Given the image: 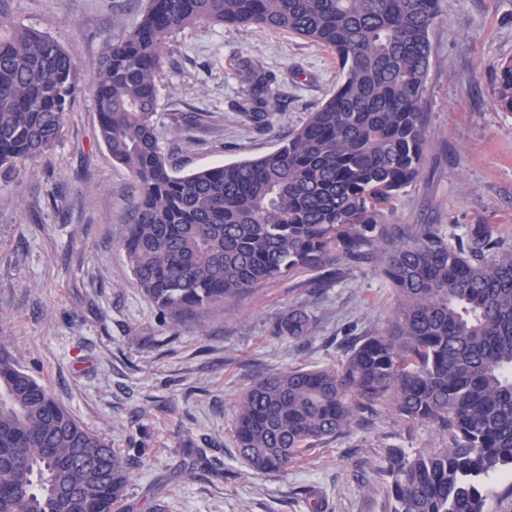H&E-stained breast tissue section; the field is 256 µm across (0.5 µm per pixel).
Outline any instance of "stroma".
I'll return each mask as SVG.
<instances>
[{"instance_id":"stroma-1","label":"stroma","mask_w":512,"mask_h":512,"mask_svg":"<svg viewBox=\"0 0 512 512\" xmlns=\"http://www.w3.org/2000/svg\"><path fill=\"white\" fill-rule=\"evenodd\" d=\"M148 0H0V20L57 41L79 67L77 92L50 154L0 187V333L18 365L114 447L142 449L113 512H380L387 448L438 447L429 425L379 409L313 448L283 474L239 457V395L257 378L335 366L343 341L386 331L396 294L369 265L316 287L317 271L267 283L205 318L174 321L137 288L123 236L138 195L132 175L97 142L90 82L105 41L126 35ZM422 171L385 213L389 224H496L512 242V112L496 104L512 61V0H438L430 33ZM276 78L271 123L237 111V64ZM340 82L335 54L283 31L186 28L167 41L155 124L161 146L191 172L263 156L299 128ZM314 328L302 345L274 337L290 306Z\"/></svg>"}]
</instances>
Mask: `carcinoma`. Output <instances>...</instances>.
I'll return each instance as SVG.
<instances>
[{
  "mask_svg": "<svg viewBox=\"0 0 512 512\" xmlns=\"http://www.w3.org/2000/svg\"><path fill=\"white\" fill-rule=\"evenodd\" d=\"M436 3L150 0L132 32L104 43L91 82L98 140L140 190L126 259L160 310L202 317L305 269L325 287L342 278L341 262L375 264L394 288L385 333L348 339L337 367L257 379L234 424L238 455L261 474L285 472L379 407L435 427L439 448L388 449L381 512H487L492 477L512 498V245L490 224L448 235L382 223L425 158ZM197 24L298 35L336 53L342 80L275 151L184 174L154 117L166 39ZM245 70L238 107L264 127L272 77ZM78 90V65L58 42L0 21V178L53 149ZM498 105L512 112V62ZM312 332L306 308L293 306L272 335L301 344ZM132 465L0 336V512H112Z\"/></svg>",
  "mask_w": 512,
  "mask_h": 512,
  "instance_id": "1",
  "label": "carcinoma"
}]
</instances>
